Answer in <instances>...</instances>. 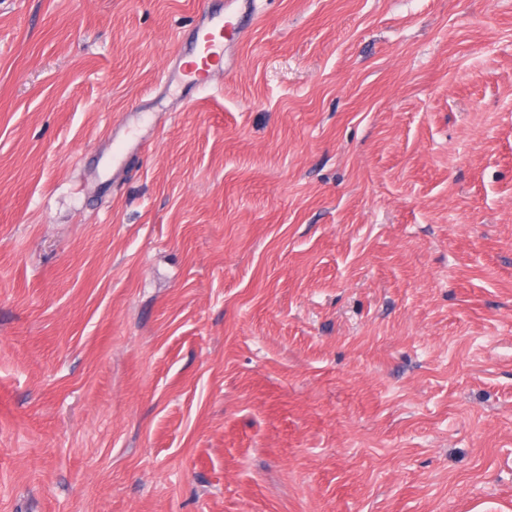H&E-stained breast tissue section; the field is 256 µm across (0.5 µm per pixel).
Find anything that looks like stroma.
Here are the masks:
<instances>
[{
  "mask_svg": "<svg viewBox=\"0 0 512 512\" xmlns=\"http://www.w3.org/2000/svg\"><path fill=\"white\" fill-rule=\"evenodd\" d=\"M202 2L0 0V512H512V0ZM253 0H225L224 7L218 11L208 12L202 22L196 26L192 53L199 60L192 65L195 79L203 83L214 66L217 53L215 48V32L224 37V31L232 38L241 40L247 36L245 19L254 12Z\"/></svg>",
  "mask_w": 512,
  "mask_h": 512,
  "instance_id": "stroma-1",
  "label": "stroma"
}]
</instances>
